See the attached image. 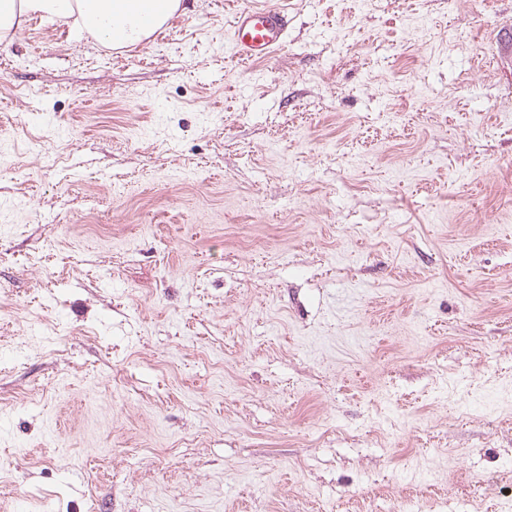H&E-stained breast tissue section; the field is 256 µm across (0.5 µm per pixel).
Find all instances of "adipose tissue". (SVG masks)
Instances as JSON below:
<instances>
[{"label":"adipose tissue","instance_id":"obj_1","mask_svg":"<svg viewBox=\"0 0 512 512\" xmlns=\"http://www.w3.org/2000/svg\"><path fill=\"white\" fill-rule=\"evenodd\" d=\"M179 0H0V40L21 30L28 15L39 14L71 23L78 34L113 44L116 18H123L122 45L142 43L150 34L146 15L159 14L162 21L174 18Z\"/></svg>","mask_w":512,"mask_h":512}]
</instances>
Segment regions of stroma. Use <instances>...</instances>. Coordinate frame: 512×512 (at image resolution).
<instances>
[{
    "label": "stroma",
    "instance_id": "stroma-1",
    "mask_svg": "<svg viewBox=\"0 0 512 512\" xmlns=\"http://www.w3.org/2000/svg\"><path fill=\"white\" fill-rule=\"evenodd\" d=\"M287 10L271 58L237 10ZM512 0H185L0 51V512H512ZM287 15L278 9L258 7L237 12L232 24L235 55L252 60L268 57L285 45Z\"/></svg>",
    "mask_w": 512,
    "mask_h": 512
}]
</instances>
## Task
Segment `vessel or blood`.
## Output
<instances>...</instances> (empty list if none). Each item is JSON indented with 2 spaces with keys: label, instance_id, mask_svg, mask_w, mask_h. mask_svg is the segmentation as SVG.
I'll return each mask as SVG.
<instances>
[{
  "label": "vessel or blood",
  "instance_id": "b4317fda",
  "mask_svg": "<svg viewBox=\"0 0 512 512\" xmlns=\"http://www.w3.org/2000/svg\"><path fill=\"white\" fill-rule=\"evenodd\" d=\"M287 15L278 9L258 7L237 12L232 24V48L246 60L270 56L285 44Z\"/></svg>",
  "mask_w": 512,
  "mask_h": 512
}]
</instances>
